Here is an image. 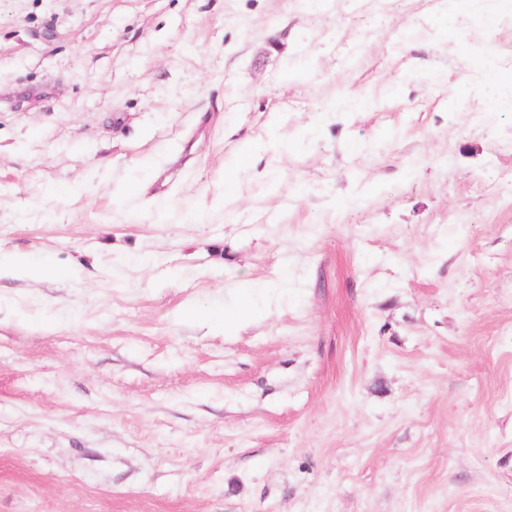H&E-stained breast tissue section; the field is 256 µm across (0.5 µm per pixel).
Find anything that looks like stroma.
I'll use <instances>...</instances> for the list:
<instances>
[{"mask_svg": "<svg viewBox=\"0 0 512 512\" xmlns=\"http://www.w3.org/2000/svg\"><path fill=\"white\" fill-rule=\"evenodd\" d=\"M492 14L0 0V512H512Z\"/></svg>", "mask_w": 512, "mask_h": 512, "instance_id": "35a3bbf8", "label": "stroma"}]
</instances>
